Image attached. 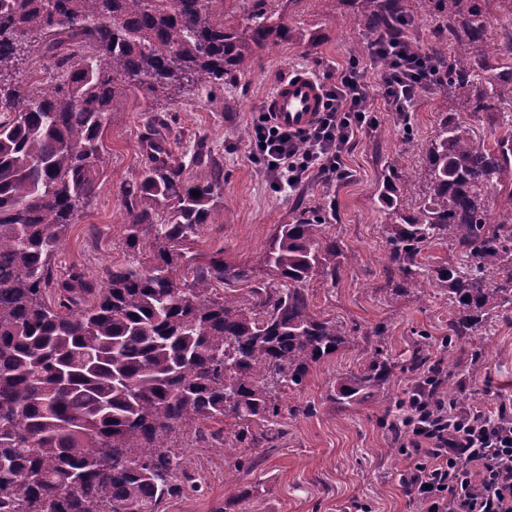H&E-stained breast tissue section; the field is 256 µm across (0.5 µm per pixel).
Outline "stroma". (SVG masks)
I'll use <instances>...</instances> for the list:
<instances>
[{
  "label": "stroma",
  "mask_w": 512,
  "mask_h": 512,
  "mask_svg": "<svg viewBox=\"0 0 512 512\" xmlns=\"http://www.w3.org/2000/svg\"><path fill=\"white\" fill-rule=\"evenodd\" d=\"M278 7L293 38L260 52L236 82L217 90L199 86L170 102L133 99L113 113L96 166L97 193L54 255V278L79 269L99 282L107 269L124 262L127 212L121 188L138 181L148 161L145 137L157 118L167 149L187 174H194L199 152L224 174L213 198L221 221L207 225L191 251L220 250L225 261L254 265L277 225L310 210L326 211L327 231L343 243L347 260L335 287L311 282V308L343 325L350 344L314 366L302 388L280 396V406L290 413L283 437L257 448L218 451L197 429L177 431L171 446L198 489L167 500L161 512H214L222 505L230 512H414L400 484L405 457L387 453L394 438L383 409L338 406L329 397L334 379L359 368L372 349L369 334L383 325V349L395 363L393 400L408 397L411 381L403 365L420 344L433 360L453 365L461 393H484L485 408L495 409L500 398L512 396V319L487 322L476 360L470 344H446L450 307L443 289L397 295L389 290L377 196L391 163L423 169L422 150L438 116L434 87L420 93L403 122L380 99L369 98L376 125L360 132L348 151L345 178H313L293 189L272 186L252 157L250 139L274 84L301 69L330 83L354 59L369 86H377L380 77L346 0H279Z\"/></svg>",
  "instance_id": "stroma-1"
}]
</instances>
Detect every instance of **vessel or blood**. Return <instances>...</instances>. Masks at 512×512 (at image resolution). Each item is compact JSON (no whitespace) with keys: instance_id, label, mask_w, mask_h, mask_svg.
<instances>
[{"instance_id":"b4317fda","label":"vessel or blood","mask_w":512,"mask_h":512,"mask_svg":"<svg viewBox=\"0 0 512 512\" xmlns=\"http://www.w3.org/2000/svg\"><path fill=\"white\" fill-rule=\"evenodd\" d=\"M323 103L321 82L308 72L298 71L275 84L264 108L274 123L301 132L319 118Z\"/></svg>"}]
</instances>
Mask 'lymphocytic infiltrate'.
Returning a JSON list of instances; mask_svg holds the SVG:
<instances>
[{
	"label": "lymphocytic infiltrate",
	"instance_id": "obj_1",
	"mask_svg": "<svg viewBox=\"0 0 512 512\" xmlns=\"http://www.w3.org/2000/svg\"><path fill=\"white\" fill-rule=\"evenodd\" d=\"M372 60L390 61L377 89L389 111L404 115L435 72L411 53L404 38L380 39L369 48ZM324 108L307 131L294 133L261 116L252 128V154L274 187H294L310 178L344 177V155L375 118L358 65H350L324 86ZM411 417L408 461L400 477L410 501L424 512H512V401L493 411L458 405L423 392L406 402Z\"/></svg>",
	"mask_w": 512,
	"mask_h": 512
}]
</instances>
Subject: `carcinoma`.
Listing matches in <instances>:
<instances>
[{"mask_svg": "<svg viewBox=\"0 0 512 512\" xmlns=\"http://www.w3.org/2000/svg\"><path fill=\"white\" fill-rule=\"evenodd\" d=\"M355 2L370 34L409 22L401 0ZM422 2L435 40L411 50L439 67L443 98L457 106L427 142L418 200L407 199L416 171L406 167L392 166L379 192L387 271L395 294L443 288L448 343L480 352L481 324L512 311V35L491 38L486 0ZM288 37L275 0H0V512H159L197 487L179 471L173 433L229 422L233 433H212L226 448L283 435L277 394L351 342L309 299L316 277L336 286L346 258L326 213L277 225L256 267L230 264L222 250L201 261L185 246L212 223L221 171L199 158L190 182L160 143L121 190L125 262L100 287L72 271L49 288L52 257L95 196L111 113L133 98L220 88ZM36 49L59 67L74 60L47 89L17 76ZM475 112L504 117L488 147L473 139ZM435 243L462 263L429 272L419 256ZM393 367L382 350L367 354L330 399L390 411ZM407 370L413 392L432 381L436 397L484 399L455 396L454 373L422 347Z\"/></svg>", "mask_w": 512, "mask_h": 512, "instance_id": "obj_1", "label": "carcinoma"}]
</instances>
